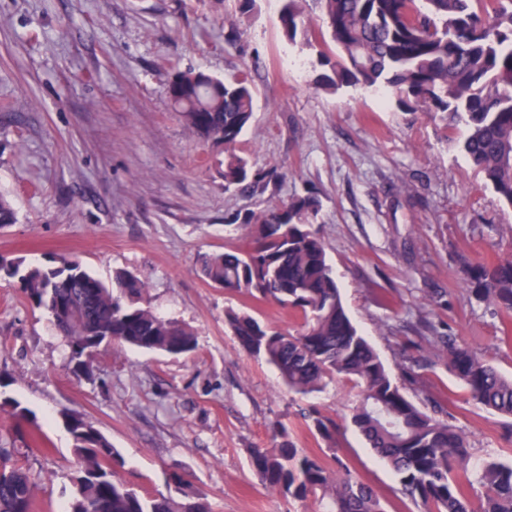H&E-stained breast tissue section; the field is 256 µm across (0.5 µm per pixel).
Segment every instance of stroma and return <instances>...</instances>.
I'll return each mask as SVG.
<instances>
[{"mask_svg":"<svg viewBox=\"0 0 512 512\" xmlns=\"http://www.w3.org/2000/svg\"><path fill=\"white\" fill-rule=\"evenodd\" d=\"M280 5L256 0L244 14L240 0H0V194L18 218L0 229V257L73 255L106 281L121 269L141 274L155 311L197 342L180 356L115 345L79 379L48 319L0 278L1 392L48 441L34 450L43 512H59L72 492L64 410L109 438L123 479L140 490L178 473L213 512H309L265 489L249 454L284 430L321 456L303 420L313 406L335 420L336 454L353 479L386 512H419L351 424V383L297 394L224 322L230 307L277 327L291 324L289 314L198 272L203 254L241 246L240 217L295 195L319 198L317 228L343 304L395 380L430 325L481 348L512 378V319L477 302L462 272L512 254V210L461 151L463 127L403 111L377 90L316 87L323 68L282 36ZM177 69L252 72L254 114L238 145L252 165L248 190L225 189L173 109L167 86ZM421 375L404 383L405 395L444 403L472 465L512 459L507 418L473 404L444 361Z\"/></svg>","mask_w":512,"mask_h":512,"instance_id":"35a3bbf8","label":"stroma"}]
</instances>
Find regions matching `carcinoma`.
Masks as SVG:
<instances>
[{
    "mask_svg": "<svg viewBox=\"0 0 512 512\" xmlns=\"http://www.w3.org/2000/svg\"><path fill=\"white\" fill-rule=\"evenodd\" d=\"M277 21L289 42L315 48L318 60L332 65L329 85L381 86L406 111L465 123L462 151L512 207V0H282ZM167 94L188 131L221 149L224 187L244 185L248 161L237 147L253 118L252 79L177 70ZM319 210L318 198L307 194L252 211L238 226L245 246L201 257L208 282L292 313L293 328L282 329L230 308L225 320L232 335L298 394L320 392L337 378L352 382L358 391L351 422L421 512H512V461L469 468V443L452 417L410 400L358 333L313 228ZM2 275L52 321L77 376L90 375L87 354L114 343L171 356L196 348L191 328L154 311L148 280L137 273L118 271L107 283L61 256L45 265L1 258ZM464 283L486 307L512 312V256L466 265ZM422 341L446 360L472 401L512 418V379L480 350L449 335ZM4 403L12 405L17 428L0 437V512H35L42 471L25 441L28 411L15 400ZM64 418L75 465L67 512H210L177 473L153 493L130 487L119 476L122 457L110 440L81 414ZM306 426L336 456V423L313 407ZM336 464L307 455L285 434L250 452L251 469L267 490L310 501L315 512H384L378 494L352 479L341 460ZM466 483L481 488L479 504L469 499Z\"/></svg>",
    "mask_w": 512,
    "mask_h": 512,
    "instance_id": "carcinoma-1",
    "label": "carcinoma"
}]
</instances>
